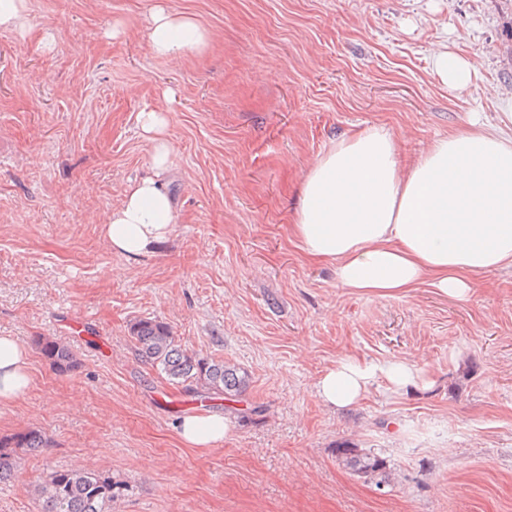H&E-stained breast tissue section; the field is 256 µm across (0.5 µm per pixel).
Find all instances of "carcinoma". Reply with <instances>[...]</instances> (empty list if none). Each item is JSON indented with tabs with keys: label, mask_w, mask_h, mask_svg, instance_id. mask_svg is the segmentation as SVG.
Instances as JSON below:
<instances>
[{
	"label": "carcinoma",
	"mask_w": 512,
	"mask_h": 512,
	"mask_svg": "<svg viewBox=\"0 0 512 512\" xmlns=\"http://www.w3.org/2000/svg\"><path fill=\"white\" fill-rule=\"evenodd\" d=\"M130 335L142 358L155 366L173 385L193 393L222 395L237 401L249 386V376L241 368L223 361L203 359L181 348L171 327L159 320L141 318L130 325ZM43 356L60 372L75 366L70 346L42 338ZM49 439L39 430L0 438V483L15 475L21 451L45 448ZM339 461L357 477L380 485L388 475L384 461L349 444L337 448ZM112 476L88 469H61L47 473L37 484L38 512H112L115 494Z\"/></svg>",
	"instance_id": "1"
}]
</instances>
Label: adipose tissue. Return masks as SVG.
I'll return each instance as SVG.
<instances>
[{
	"label": "adipose tissue",
	"mask_w": 512,
	"mask_h": 512,
	"mask_svg": "<svg viewBox=\"0 0 512 512\" xmlns=\"http://www.w3.org/2000/svg\"><path fill=\"white\" fill-rule=\"evenodd\" d=\"M209 42V31L193 16L154 10L148 33L154 56L178 60ZM137 123L151 172L101 220L112 250L134 258L152 253L175 223L165 184L175 151L169 115L142 112ZM288 232L307 256L335 264L338 282L351 291L385 298L425 284L467 298L472 275L512 266V139L487 128L457 130L404 165L384 127L355 131L310 165ZM379 372L397 389L419 376L403 360L379 369L350 357L319 377L316 396L330 408L354 406ZM31 383L28 347L0 336V406L14 403ZM230 431L228 419L211 413L179 423L191 448L219 447Z\"/></svg>",
	"instance_id": "ef3b65f1"
}]
</instances>
